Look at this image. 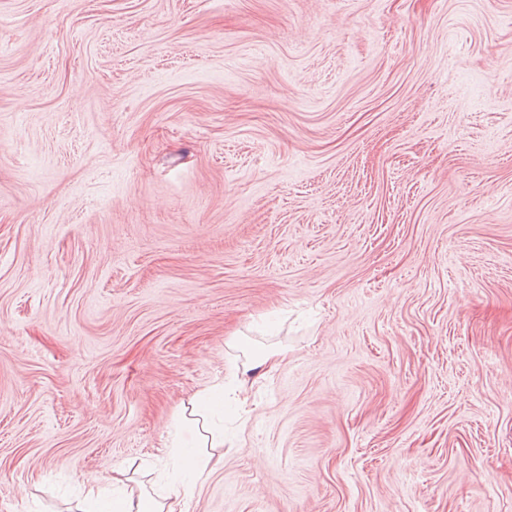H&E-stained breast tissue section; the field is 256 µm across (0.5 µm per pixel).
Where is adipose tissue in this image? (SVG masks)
Listing matches in <instances>:
<instances>
[{
  "label": "adipose tissue",
  "instance_id": "obj_1",
  "mask_svg": "<svg viewBox=\"0 0 512 512\" xmlns=\"http://www.w3.org/2000/svg\"><path fill=\"white\" fill-rule=\"evenodd\" d=\"M242 386L239 376L235 375L229 384H217L193 400L188 425L195 430L200 447L223 446L224 431L210 424L207 413L212 408L223 406L225 392H236ZM169 460L174 470L184 474L181 484L173 491L158 499L145 491L104 499L93 491L89 494L86 512H184L188 497L193 494L198 483L214 471L216 464L209 459H199L195 451L178 446L173 447Z\"/></svg>",
  "mask_w": 512,
  "mask_h": 512
}]
</instances>
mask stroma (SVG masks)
Segmentation results:
<instances>
[{"label":"stroma","instance_id":"stroma-1","mask_svg":"<svg viewBox=\"0 0 512 512\" xmlns=\"http://www.w3.org/2000/svg\"><path fill=\"white\" fill-rule=\"evenodd\" d=\"M512 512V0H0V512ZM282 352L272 349L263 348L254 351L243 363V374L253 377V382H259L271 377L281 364ZM224 381L204 391L203 395L191 401L187 426L195 430L199 443L194 448H218L224 445V428L210 424L207 411L214 407L224 408ZM169 460L176 471H182L184 478L181 484L173 491L159 495L161 500L153 498L148 492L141 491L138 495H112L102 500L100 492L89 491L87 509L82 512H184L183 506L190 495L193 494L198 483L210 475L215 467L222 462L219 458L212 462L213 455L206 460L199 459L195 450H187L178 445L177 437ZM183 448V449H181Z\"/></svg>","mask_w":512,"mask_h":512}]
</instances>
